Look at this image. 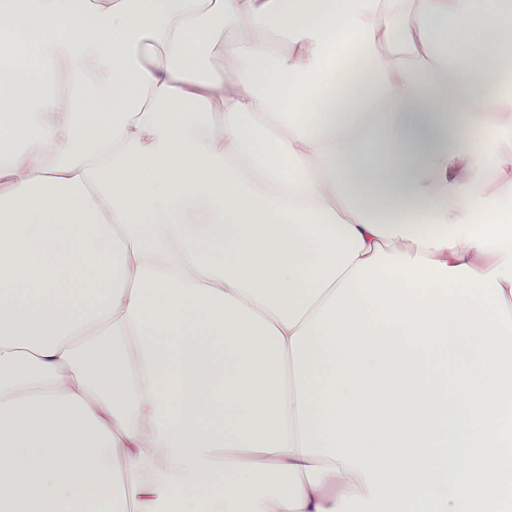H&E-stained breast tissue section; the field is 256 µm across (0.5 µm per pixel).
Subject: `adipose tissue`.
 I'll return each mask as SVG.
<instances>
[{
	"label": "adipose tissue",
	"mask_w": 512,
	"mask_h": 512,
	"mask_svg": "<svg viewBox=\"0 0 512 512\" xmlns=\"http://www.w3.org/2000/svg\"><path fill=\"white\" fill-rule=\"evenodd\" d=\"M501 3L0 7V512H457L473 343L358 269L505 261L460 235L512 192Z\"/></svg>",
	"instance_id": "1"
}]
</instances>
